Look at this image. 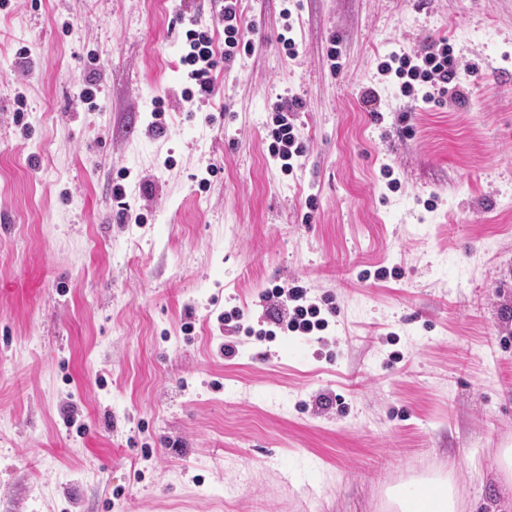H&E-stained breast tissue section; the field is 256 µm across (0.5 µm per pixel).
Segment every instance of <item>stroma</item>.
<instances>
[{"instance_id":"obj_1","label":"stroma","mask_w":512,"mask_h":512,"mask_svg":"<svg viewBox=\"0 0 512 512\" xmlns=\"http://www.w3.org/2000/svg\"><path fill=\"white\" fill-rule=\"evenodd\" d=\"M219 8L0 0V512H384L447 471L512 512V0H239L189 104ZM443 38L456 85L404 96L382 63ZM292 282L325 330L269 335ZM237 0H225L221 8V19L224 21V59L230 60L242 50L252 51V44L245 40L242 23L237 12ZM186 37L187 52L182 56V63L191 67L188 77L195 81L198 87L197 98L211 96L214 91L211 71L215 65L213 38L208 30L201 29H189ZM298 107L299 102L296 99L281 97L273 108L277 114L273 119L274 127L269 131L272 142L268 149L271 157L283 162L281 168L284 171L292 170L293 166L289 161L304 152L303 145L294 133V125L288 122V112H296Z\"/></svg>"}]
</instances>
